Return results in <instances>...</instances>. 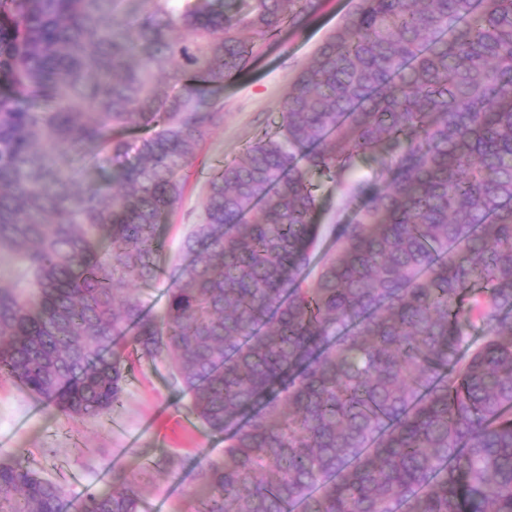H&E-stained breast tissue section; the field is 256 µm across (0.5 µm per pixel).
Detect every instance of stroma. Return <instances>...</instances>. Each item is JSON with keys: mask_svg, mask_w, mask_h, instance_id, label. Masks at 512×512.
<instances>
[{"mask_svg": "<svg viewBox=\"0 0 512 512\" xmlns=\"http://www.w3.org/2000/svg\"><path fill=\"white\" fill-rule=\"evenodd\" d=\"M351 7L350 0H322L304 31L262 42L257 60L225 85L223 119L209 132L190 169L185 198L167 220L170 252H177L190 225L200 223V199L212 168L230 163L260 135L275 129L296 72ZM165 375L161 368L136 371L123 402L97 420L70 418L0 380V458H22L60 482L72 493L67 512H80L82 495L112 489V482L101 479L104 472L136 476L140 461L164 450L173 473L143 479L145 502L161 499L165 512H195V464L222 455L224 438L200 427Z\"/></svg>", "mask_w": 512, "mask_h": 512, "instance_id": "obj_1", "label": "stroma"}]
</instances>
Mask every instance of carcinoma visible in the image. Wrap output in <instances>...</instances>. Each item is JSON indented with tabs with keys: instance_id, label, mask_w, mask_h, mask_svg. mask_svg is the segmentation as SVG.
<instances>
[{
	"instance_id": "1",
	"label": "carcinoma",
	"mask_w": 512,
	"mask_h": 512,
	"mask_svg": "<svg viewBox=\"0 0 512 512\" xmlns=\"http://www.w3.org/2000/svg\"><path fill=\"white\" fill-rule=\"evenodd\" d=\"M117 3L0 0V258L23 280L0 281V378L96 419L163 365L224 435L198 512H512V0H354L169 268L219 92L321 0ZM131 133L136 161L105 166ZM117 481L80 512H144ZM67 497L0 459V512ZM313 183L317 185V194L322 209V220L326 224L336 209V186L327 177L315 174Z\"/></svg>"
}]
</instances>
